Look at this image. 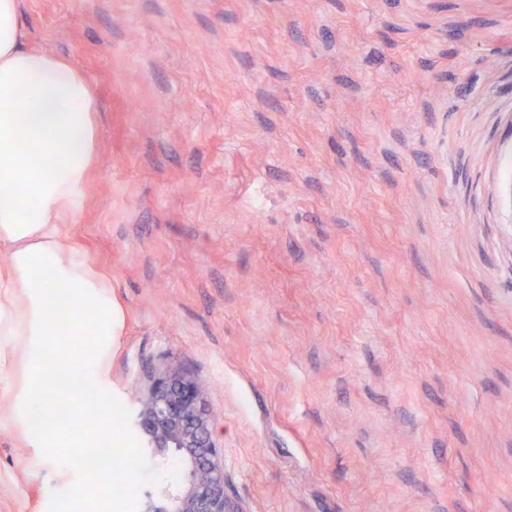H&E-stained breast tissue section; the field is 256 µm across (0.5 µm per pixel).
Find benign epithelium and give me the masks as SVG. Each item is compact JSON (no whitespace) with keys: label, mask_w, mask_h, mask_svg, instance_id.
<instances>
[{"label":"benign epithelium","mask_w":512,"mask_h":512,"mask_svg":"<svg viewBox=\"0 0 512 512\" xmlns=\"http://www.w3.org/2000/svg\"><path fill=\"white\" fill-rule=\"evenodd\" d=\"M135 426L148 438L151 453L173 448L187 467V479L159 507L149 500L142 512H240L224 489V462L201 391L190 378L175 373L149 387Z\"/></svg>","instance_id":"7a95c632"}]
</instances>
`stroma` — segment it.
<instances>
[{"label": "stroma", "instance_id": "35a3bbf8", "mask_svg": "<svg viewBox=\"0 0 512 512\" xmlns=\"http://www.w3.org/2000/svg\"><path fill=\"white\" fill-rule=\"evenodd\" d=\"M89 79L67 230L112 282L115 457L200 386L244 512H512V0H23ZM0 389V512L66 489Z\"/></svg>", "mask_w": 512, "mask_h": 512}]
</instances>
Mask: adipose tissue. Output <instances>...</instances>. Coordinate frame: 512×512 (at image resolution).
I'll list each match as a JSON object with an SVG mask.
<instances>
[{"label": "adipose tissue", "mask_w": 512, "mask_h": 512, "mask_svg": "<svg viewBox=\"0 0 512 512\" xmlns=\"http://www.w3.org/2000/svg\"><path fill=\"white\" fill-rule=\"evenodd\" d=\"M92 87L69 62L35 49L21 0H0V388L32 458L52 467L61 444L92 453L114 432L109 352L112 290L63 227L75 223L99 131ZM86 321L96 338L63 344ZM28 377L12 379L16 360ZM95 402L94 421L60 422L54 383ZM55 432L41 431L44 423Z\"/></svg>", "instance_id": "obj_1"}]
</instances>
